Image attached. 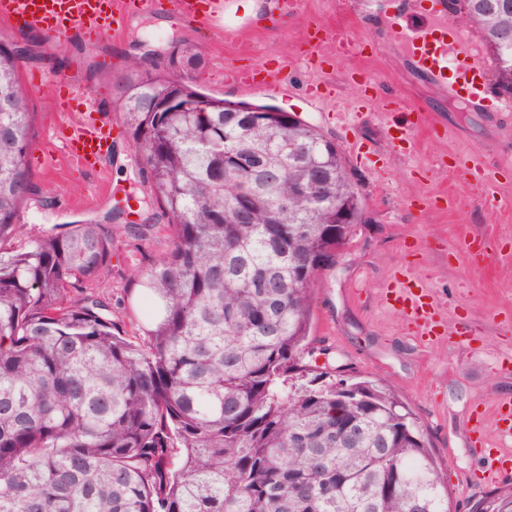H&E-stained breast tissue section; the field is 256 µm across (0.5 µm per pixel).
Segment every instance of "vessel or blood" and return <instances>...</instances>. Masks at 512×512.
Instances as JSON below:
<instances>
[{
  "instance_id": "obj_1",
  "label": "vessel or blood",
  "mask_w": 512,
  "mask_h": 512,
  "mask_svg": "<svg viewBox=\"0 0 512 512\" xmlns=\"http://www.w3.org/2000/svg\"><path fill=\"white\" fill-rule=\"evenodd\" d=\"M166 4L186 19L206 26L217 20L221 0H0V18L11 20L18 27L43 31L57 41L66 38L74 29L98 39L118 30L128 15L151 12ZM400 46L436 86L448 85L458 93H478L480 82L489 69L472 42L454 30L447 17L437 13L425 25L406 29L400 37ZM362 50V44L351 37L349 29L326 28L321 35L313 36L307 51L298 54L297 59L308 69L319 72L325 64L360 54ZM352 78L367 102L384 112L403 113L404 119L393 130L392 140L414 144L423 124L411 120L414 108L409 99L398 90L379 93L377 82L364 72H354ZM224 80L241 88L260 86L272 95L284 90L281 70L277 67L242 69L228 61L224 64ZM49 88L57 111L65 112L70 108L71 96L79 88L78 79L73 76L53 82ZM85 108L81 121L69 126L63 143L69 159L88 167L107 154L112 141V126L95 117L94 101H86ZM451 166L466 181L483 187L490 207L499 206L498 174L488 169L477 154L453 155ZM386 300L398 308L420 338L430 340L438 336L441 322L419 280L407 275L395 280ZM510 464L511 452L500 450L486 455L481 470L482 482L494 483Z\"/></svg>"
}]
</instances>
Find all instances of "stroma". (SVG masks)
Returning <instances> with one entry per match:
<instances>
[{
    "instance_id": "obj_1",
    "label": "stroma",
    "mask_w": 512,
    "mask_h": 512,
    "mask_svg": "<svg viewBox=\"0 0 512 512\" xmlns=\"http://www.w3.org/2000/svg\"><path fill=\"white\" fill-rule=\"evenodd\" d=\"M263 2L258 16L233 14L250 25L253 42L252 54L236 57V64L270 67L292 55L307 19L350 21L353 36L370 43L365 50L368 73L381 88L401 87L428 114L435 134L420 135L414 154L404 157L394 153L385 135L386 117L375 106L362 105L357 116L340 122L338 112L355 101L350 59L338 60L320 73L302 67L289 70L293 87L280 96L260 87L245 90L225 84L220 74L226 55L223 22L204 27L169 9L129 16L117 34L94 45L81 33L61 43L38 34L45 56L27 62L21 80L29 86L40 77L55 79L85 71L82 54L95 50L97 57L110 59V74L93 86H80L71 110L82 113L84 99L91 97L99 104V118L117 124L121 118L113 110L111 79L124 73L127 56L140 47L162 49L166 36L184 32L196 40L203 56V66L194 75L198 90L224 100L282 108L338 145L366 142L376 153L389 156V168L383 173L370 162L350 164L372 220L358 225L340 261L321 274L311 337L330 354L311 358L310 363L343 368L348 376L384 379L422 425L447 478L451 512H470L487 491L478 479L481 460L473 450V420L476 413H483L488 419L487 447H501L490 417L494 403L512 399V372L498 370L495 363L500 351H512V327L501 319L503 313L512 312V260L494 252L478 268L460 245L466 239L482 238L494 248L512 247V208L489 210L480 188L443 172L438 162L471 150L492 166L512 162V96L491 87L483 103L463 104L447 89L437 88L403 54L400 27L424 22L433 12V0H300L291 14L281 11L278 0ZM315 79L328 82L331 94L306 100L302 90ZM31 110L36 143L61 147V131L69 115L56 112L44 90L35 92ZM34 176L46 202L30 205L22 223L40 228L103 224L116 212L124 224L165 221L159 209L140 207L149 189L135 168L128 132L114 136L111 154L95 168L61 161L53 171L38 170ZM437 190L455 193L461 200L459 209L443 213L420 205V197ZM167 248V239L156 233L144 245L132 240L121 243L112 255V276L97 293L109 299L113 319L128 334L136 333L139 322L130 306L129 278L142 264L144 253L159 254ZM406 269L421 280L448 330L435 343H421L382 303L383 288Z\"/></svg>"
}]
</instances>
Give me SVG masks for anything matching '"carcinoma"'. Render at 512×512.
Instances as JSON below:
<instances>
[{
  "instance_id": "1",
  "label": "carcinoma",
  "mask_w": 512,
  "mask_h": 512,
  "mask_svg": "<svg viewBox=\"0 0 512 512\" xmlns=\"http://www.w3.org/2000/svg\"><path fill=\"white\" fill-rule=\"evenodd\" d=\"M470 2L459 23L512 91V43L496 36L512 0ZM169 43L170 69L131 56L113 97L170 243L131 275L140 344L89 289L145 225L20 223L38 198L31 92L0 43V512H448L424 431L388 384L303 364L328 352L310 339L320 266L364 207L343 151L304 121L203 94L184 78L202 66L196 44ZM175 83L184 101L154 111ZM470 512H512V483Z\"/></svg>"
}]
</instances>
